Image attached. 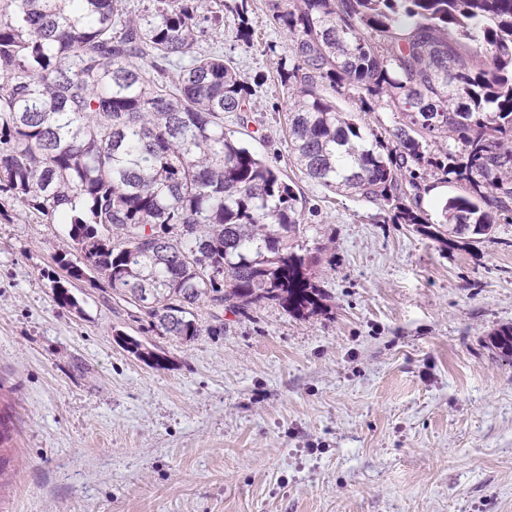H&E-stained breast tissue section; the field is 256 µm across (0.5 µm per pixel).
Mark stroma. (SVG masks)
Listing matches in <instances>:
<instances>
[{
    "instance_id": "stroma-1",
    "label": "stroma",
    "mask_w": 512,
    "mask_h": 512,
    "mask_svg": "<svg viewBox=\"0 0 512 512\" xmlns=\"http://www.w3.org/2000/svg\"><path fill=\"white\" fill-rule=\"evenodd\" d=\"M221 2L202 46L260 79L248 144L308 199L300 243L335 258L315 269L324 308L261 303L186 342L84 282L63 307L64 225L13 208L0 218V404L21 469L0 512H512V357L490 343L512 324V223L449 248L314 186L288 160V36L272 0ZM116 336H118V339L124 344V346L139 359L157 367L162 366L165 358L158 352L144 347L139 340L133 337L125 336L122 333H117Z\"/></svg>"
}]
</instances>
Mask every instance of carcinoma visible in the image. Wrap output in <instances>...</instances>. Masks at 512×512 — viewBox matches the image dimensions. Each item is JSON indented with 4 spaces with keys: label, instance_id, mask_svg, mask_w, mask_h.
<instances>
[{
    "label": "carcinoma",
    "instance_id": "carcinoma-1",
    "mask_svg": "<svg viewBox=\"0 0 512 512\" xmlns=\"http://www.w3.org/2000/svg\"><path fill=\"white\" fill-rule=\"evenodd\" d=\"M219 0H0V216L18 203L64 224L69 285L102 281L159 336L224 334V313L274 302L322 310L302 252L307 200L247 147L252 87L233 58L199 47ZM288 32L290 162L321 189L355 194L384 221L453 246L512 222V0H282ZM489 47L490 65L458 52ZM348 85L403 116L389 137L342 112L320 88ZM238 112L242 130L224 126ZM460 154L448 150V139ZM440 145V154L429 151ZM456 185L440 219L425 182ZM210 324L201 327L198 311ZM118 339L157 367L164 357ZM494 347L512 357V325ZM11 415L0 409V477L16 472Z\"/></svg>",
    "mask_w": 512,
    "mask_h": 512
}]
</instances>
